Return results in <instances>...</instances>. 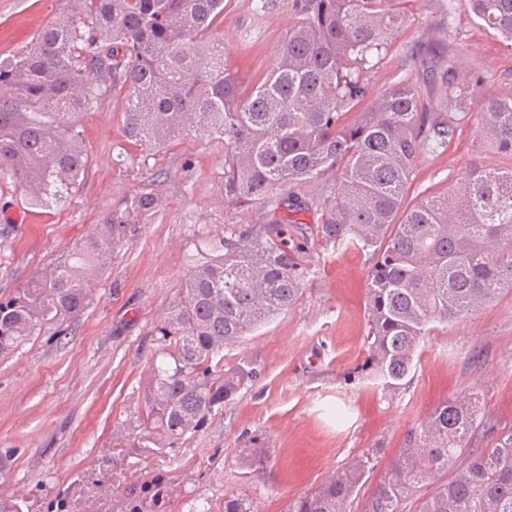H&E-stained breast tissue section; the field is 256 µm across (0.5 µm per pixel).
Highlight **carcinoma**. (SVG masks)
Here are the masks:
<instances>
[{"instance_id": "cac0c4a2", "label": "carcinoma", "mask_w": 512, "mask_h": 512, "mask_svg": "<svg viewBox=\"0 0 512 512\" xmlns=\"http://www.w3.org/2000/svg\"><path fill=\"white\" fill-rule=\"evenodd\" d=\"M477 23L512 44V0H467ZM293 22L262 80L242 95L214 36L224 0H69V9L31 47L0 60V174L49 210L65 203L87 154L82 117L107 93L123 97V131L134 145L161 148L188 133L224 141V199L288 215L268 224L224 228L161 328L173 364L152 369L139 424L117 438L95 478L60 491L56 512H77L120 481L122 463L165 453L199 431L260 371L248 359L224 367V347L288 310L312 269L307 229L297 215L321 212L312 230L322 251L371 253L368 364L398 390L416 350L439 325L464 322L512 293V166L469 168L463 186L408 200L424 151L473 123L512 160V94L459 84L448 43L431 50L440 86L455 110L437 115L418 88L400 81L362 109L368 74L395 46L406 20L395 0H291ZM332 179L304 200L298 187ZM146 185L126 196L46 272L0 299V354L14 351L46 321L80 315L93 277L157 214ZM485 393L463 390L411 429L403 448L365 498L361 512H403L419 485L448 464L456 474L419 512H512V427L487 448ZM249 460L266 462L265 442L248 441ZM369 448L287 512H351L375 466ZM130 500L126 512H162L167 485ZM0 512H40L32 497L0 496ZM224 512H253L245 494Z\"/></svg>"}]
</instances>
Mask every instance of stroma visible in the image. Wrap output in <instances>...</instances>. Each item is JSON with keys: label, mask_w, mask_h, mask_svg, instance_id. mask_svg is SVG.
<instances>
[{"label": "stroma", "mask_w": 512, "mask_h": 512, "mask_svg": "<svg viewBox=\"0 0 512 512\" xmlns=\"http://www.w3.org/2000/svg\"><path fill=\"white\" fill-rule=\"evenodd\" d=\"M445 0H401L408 16L395 48L370 75L369 91L416 83L431 111L451 112L426 63L428 46L448 39L459 78L481 74L488 89L512 93V46L460 9L454 33L443 26ZM66 11L65 0H0V58L26 50ZM292 21L288 0H224L218 34L224 63L248 90L262 79ZM88 163L80 185L53 210L27 205L0 179V297L41 273L145 184L163 205L114 254L92 299L76 318L45 322L15 351L0 355V495L34 496L44 512L57 493L111 456L117 431L136 426L152 366L167 365L159 328L193 268L202 241L228 224H265L255 205L224 198V143L192 135L161 151L127 142L120 100L105 95L82 119ZM475 125L449 135L448 148L421 154L411 197L439 195L473 164L504 161L479 146ZM316 271L282 314L225 348L224 362H254L261 374L205 426L161 456L128 467L98 512H124L127 497L162 480L165 512H224L225 497L247 493L256 512H283L369 448L384 474L407 431L464 387L487 395V421L512 426V295L466 322L424 337L416 367L387 391L367 364V253L313 255ZM266 443L263 466L247 458L249 438Z\"/></svg>", "instance_id": "35a3bbf8"}]
</instances>
